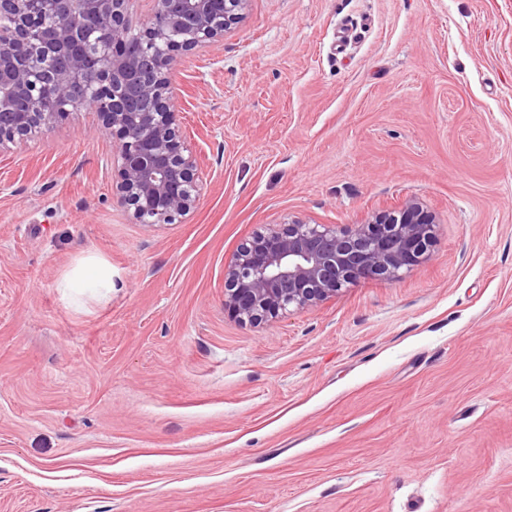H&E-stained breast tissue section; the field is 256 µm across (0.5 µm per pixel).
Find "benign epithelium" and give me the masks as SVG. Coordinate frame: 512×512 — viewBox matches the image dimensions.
Segmentation results:
<instances>
[{
    "mask_svg": "<svg viewBox=\"0 0 512 512\" xmlns=\"http://www.w3.org/2000/svg\"><path fill=\"white\" fill-rule=\"evenodd\" d=\"M247 2L153 0L135 33L129 0H0V150L72 112H96L118 139L121 201L135 223H175L203 190L168 96L176 52L224 40ZM89 43L97 55L87 54ZM433 238L414 199L339 230L290 216L241 243L224 270V306L260 324L359 278L397 280L426 258Z\"/></svg>",
    "mask_w": 512,
    "mask_h": 512,
    "instance_id": "obj_1",
    "label": "benign epithelium"
}]
</instances>
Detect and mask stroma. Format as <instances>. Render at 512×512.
Wrapping results in <instances>:
<instances>
[{"mask_svg": "<svg viewBox=\"0 0 512 512\" xmlns=\"http://www.w3.org/2000/svg\"><path fill=\"white\" fill-rule=\"evenodd\" d=\"M171 91L181 222H133L97 113L0 152V512H512V0H248ZM410 198L400 279L225 309L260 227ZM60 287L75 295L102 289L107 293H112V268L106 265H97L76 270L61 282Z\"/></svg>", "mask_w": 512, "mask_h": 512, "instance_id": "35a3bbf8", "label": "stroma"}]
</instances>
